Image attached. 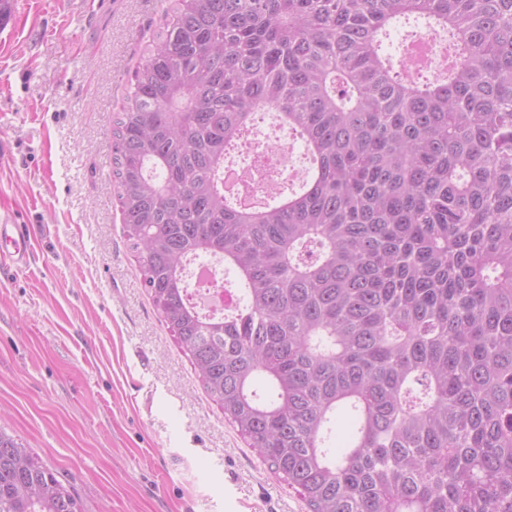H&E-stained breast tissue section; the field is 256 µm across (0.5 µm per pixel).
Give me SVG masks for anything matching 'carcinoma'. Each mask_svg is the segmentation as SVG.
<instances>
[{
  "mask_svg": "<svg viewBox=\"0 0 512 512\" xmlns=\"http://www.w3.org/2000/svg\"><path fill=\"white\" fill-rule=\"evenodd\" d=\"M401 19L446 34L444 77L405 84ZM268 110L312 171L243 210L224 169ZM112 137L154 306L307 512H512V0H174ZM200 258L234 313L191 298ZM0 512H81L1 430ZM354 431L352 420L348 413H342L338 425L334 428L328 446L333 455L341 456L348 449V444Z\"/></svg>",
  "mask_w": 512,
  "mask_h": 512,
  "instance_id": "obj_1",
  "label": "carcinoma"
}]
</instances>
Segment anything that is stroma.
Wrapping results in <instances>:
<instances>
[{"label": "stroma", "mask_w": 512, "mask_h": 512, "mask_svg": "<svg viewBox=\"0 0 512 512\" xmlns=\"http://www.w3.org/2000/svg\"><path fill=\"white\" fill-rule=\"evenodd\" d=\"M170 0H5L0 214L37 259L0 277V430L82 512H307L201 386L145 288L112 121Z\"/></svg>", "instance_id": "1"}]
</instances>
